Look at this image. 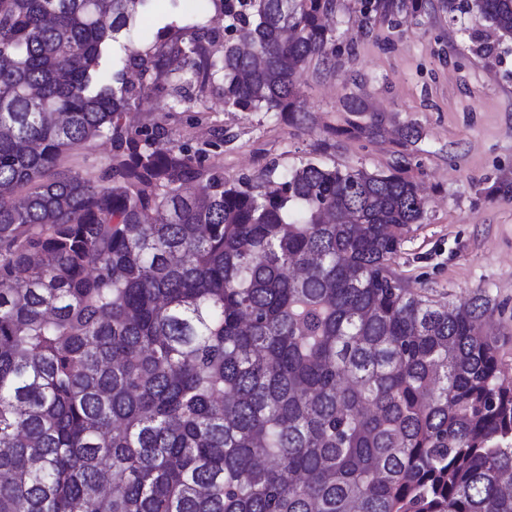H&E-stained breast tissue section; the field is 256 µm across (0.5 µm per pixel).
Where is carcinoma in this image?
Masks as SVG:
<instances>
[{"label":"carcinoma","mask_w":512,"mask_h":512,"mask_svg":"<svg viewBox=\"0 0 512 512\" xmlns=\"http://www.w3.org/2000/svg\"><path fill=\"white\" fill-rule=\"evenodd\" d=\"M180 2L0 0V512H512L501 305L393 269L405 160L228 178L224 127L165 125L211 97L306 123L333 0ZM467 7L512 35V0ZM167 120V128L174 138L203 140L209 137L210 124H195L193 112H174ZM107 149L93 145L89 149L73 152L64 162V168L95 175L100 165L106 160Z\"/></svg>","instance_id":"cac0c4a2"}]
</instances>
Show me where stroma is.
<instances>
[{
	"instance_id": "obj_1",
	"label": "stroma",
	"mask_w": 512,
	"mask_h": 512,
	"mask_svg": "<svg viewBox=\"0 0 512 512\" xmlns=\"http://www.w3.org/2000/svg\"><path fill=\"white\" fill-rule=\"evenodd\" d=\"M334 0L331 66L301 77L313 128L273 112H228L224 172L238 177L275 160L292 166L326 149L337 165L388 170L406 158L407 177L427 199L393 266L414 291L456 301L484 291L495 314L500 356L512 368V38L445 0ZM362 104L361 115L346 109Z\"/></svg>"
}]
</instances>
